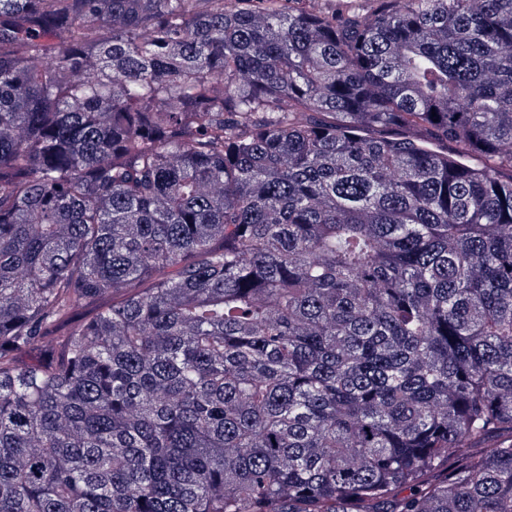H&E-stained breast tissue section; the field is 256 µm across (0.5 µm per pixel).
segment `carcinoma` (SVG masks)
<instances>
[{
  "mask_svg": "<svg viewBox=\"0 0 512 512\" xmlns=\"http://www.w3.org/2000/svg\"><path fill=\"white\" fill-rule=\"evenodd\" d=\"M0 0V512H512V0Z\"/></svg>",
  "mask_w": 512,
  "mask_h": 512,
  "instance_id": "obj_1",
  "label": "carcinoma"
}]
</instances>
